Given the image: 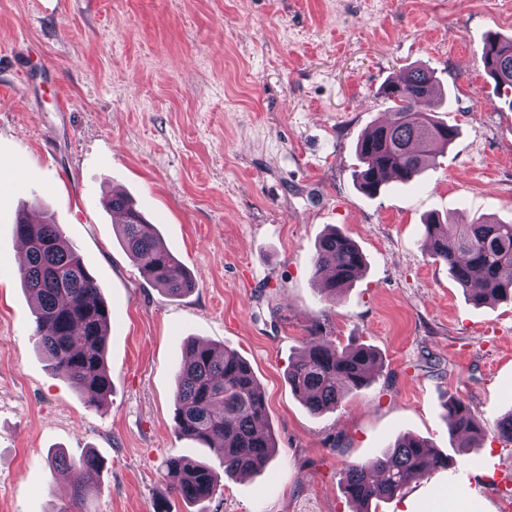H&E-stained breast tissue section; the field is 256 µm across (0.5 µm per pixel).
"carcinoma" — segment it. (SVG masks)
<instances>
[{
  "label": "carcinoma",
  "mask_w": 512,
  "mask_h": 512,
  "mask_svg": "<svg viewBox=\"0 0 512 512\" xmlns=\"http://www.w3.org/2000/svg\"><path fill=\"white\" fill-rule=\"evenodd\" d=\"M482 60L499 98L512 109V38L491 34ZM382 96L388 116L369 128L356 148L358 185L369 196L391 182H410L427 166L435 147L447 146L457 136L456 127L436 118L433 70L405 68L385 84ZM105 206L117 216L123 248L146 281L171 298L192 291L191 275L130 197L115 191ZM15 229L27 246L19 273L36 299V344L55 376L99 406L112 392L106 365L111 309L60 225L47 219L34 224L22 217ZM423 239L430 256L448 264L451 276L474 303L512 301V223L486 218L472 224H443L428 219ZM364 265L356 242L332 230L319 241L312 278L320 291L334 296L359 276ZM378 366L379 357L369 346L340 350L323 336H311L304 353L288 366V385L310 412L318 414L337 407L344 392L368 386ZM174 406L179 435L205 448L221 442L227 474L260 470L275 451L273 434L264 422L263 391L248 363L234 350L189 343L177 373ZM445 407L458 447H471V438L482 434V428L470 408L455 398ZM51 462L69 473L74 498L84 499L100 490L101 463L94 455L77 460L56 455ZM447 466L448 457L441 451L407 436L370 461L349 465L342 483L356 505L354 512H370L372 501L392 499L427 472ZM166 469L177 477L175 494L185 500L210 499L219 490L218 475L204 464L171 457Z\"/></svg>",
  "instance_id": "cac0c4a2"
}]
</instances>
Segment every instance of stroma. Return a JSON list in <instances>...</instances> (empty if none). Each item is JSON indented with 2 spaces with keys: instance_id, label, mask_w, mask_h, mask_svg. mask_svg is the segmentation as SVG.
<instances>
[{
  "instance_id": "stroma-1",
  "label": "stroma",
  "mask_w": 512,
  "mask_h": 512,
  "mask_svg": "<svg viewBox=\"0 0 512 512\" xmlns=\"http://www.w3.org/2000/svg\"><path fill=\"white\" fill-rule=\"evenodd\" d=\"M512 36V0H0V512L69 503L56 453L103 461L86 512H353L341 478L402 437L450 466L376 512H464L512 494V302L474 304L423 248L424 222L512 221V110L481 59ZM432 68L459 134L405 188L364 194L356 143L386 114L381 89ZM128 193L195 281L174 299L123 250L104 199ZM54 218L112 309V393L99 407L53 375L11 263L20 213ZM352 237L361 275L337 297L312 278L319 239ZM364 344L381 366L338 407L310 413L286 372L312 335ZM238 352L276 443L262 470L188 502L164 463L221 454L175 430L189 340ZM464 401L485 434L451 436Z\"/></svg>"
}]
</instances>
